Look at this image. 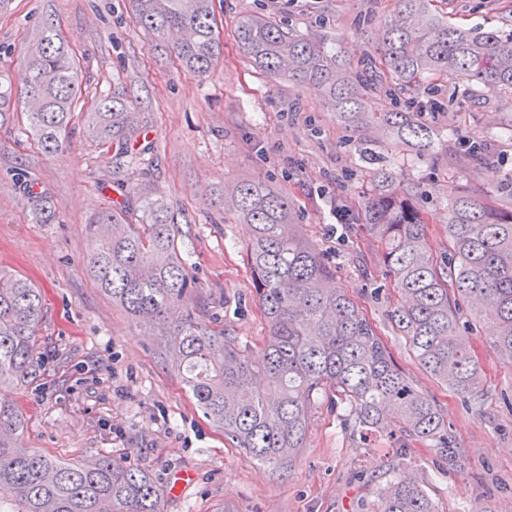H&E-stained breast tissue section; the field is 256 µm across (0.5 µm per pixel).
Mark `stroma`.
<instances>
[{"label":"stroma","mask_w":512,"mask_h":512,"mask_svg":"<svg viewBox=\"0 0 512 512\" xmlns=\"http://www.w3.org/2000/svg\"><path fill=\"white\" fill-rule=\"evenodd\" d=\"M459 23L512 21V0H438ZM395 0H214L224 53L209 77L180 67L135 21L129 0H5L0 5V78L18 63L51 19L80 59L78 111L122 83L139 100L136 164L103 152L76 130L70 147L44 155L22 136L24 117L0 125V269L21 274L43 293L39 344L42 384L14 392L26 419L20 444L62 459L109 453L148 471L164 492V512H370L388 477L382 463L397 440L383 430L346 424L338 398L318 397L304 446L291 469L271 467L233 448L198 410L174 364L103 295L86 271L95 247L90 216L122 205L119 186L171 208L182 256L200 289L198 318L225 329L252 351L265 334L252 300L245 260L248 229L224 212L225 188L245 179L277 185L290 198L308 238L336 265V284L352 294L395 362L433 397L464 468L454 471L436 450L410 445L407 473L439 512H512V364L500 360L484 333L465 336L485 372L479 394L464 398L434 380L387 318L398 296L365 228L338 226L330 201L358 206L373 164L360 159L349 131L311 86L260 72L240 54L235 22L258 14L296 31L333 40L357 69L393 14ZM439 126L487 145L484 160L455 153L420 156L397 149L387 163L417 185L414 204L427 220L433 253L448 247V188L457 186L502 208L512 207V140L499 137L493 112L512 113V98L492 87L467 99L461 84L420 92ZM52 200L53 224L32 221L30 185ZM196 474L178 489L173 476Z\"/></svg>","instance_id":"obj_1"}]
</instances>
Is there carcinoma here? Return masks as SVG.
Here are the masks:
<instances>
[{"mask_svg": "<svg viewBox=\"0 0 512 512\" xmlns=\"http://www.w3.org/2000/svg\"><path fill=\"white\" fill-rule=\"evenodd\" d=\"M436 0H396L395 17L378 25V43L349 70L320 38L305 36L259 15L236 24L240 52L259 70L318 88L360 154L379 161L400 145L419 155L448 148L432 113L382 102L397 89L416 91L426 80H457L471 93L484 86L512 95V26L448 20ZM137 23L158 38L174 33L179 64L199 76L223 53L215 33L213 0H131ZM19 91L0 89V118L12 103L27 114L26 131L45 153L70 144L73 104L80 93L77 57L52 22L22 56ZM86 133L122 158L138 133L134 102L112 85L88 113ZM458 157L476 161L477 141L461 138ZM414 184L392 168L373 174L371 193L349 224L369 227L383 249L385 276L400 295L390 314L420 366L464 397L478 392L483 371L459 336L461 305L488 326L491 347L512 363V209H496L454 186L448 191L450 249L436 258L426 241L423 213L412 203ZM148 223H134L122 205L94 214L96 247L87 270L101 291L136 322L153 328L163 354L182 374L186 391L234 447L275 470L289 469L303 447L315 398L327 391L345 400L361 428L401 430L427 442L453 469L459 450L436 402L397 367L372 322L348 292L336 287V266L307 239L291 200L279 189L243 180L231 210L248 224L246 257L252 295L266 325L262 355L254 358L225 330L196 317L197 283L179 250L174 214L143 200ZM35 220L51 224L55 207L33 205ZM40 289L0 271V512H164L161 489L149 473L101 454L94 462L61 460L18 444L22 412L6 395L40 380ZM393 473L371 512H436L426 491Z\"/></svg>", "mask_w": 512, "mask_h": 512, "instance_id": "obj_1", "label": "carcinoma"}]
</instances>
